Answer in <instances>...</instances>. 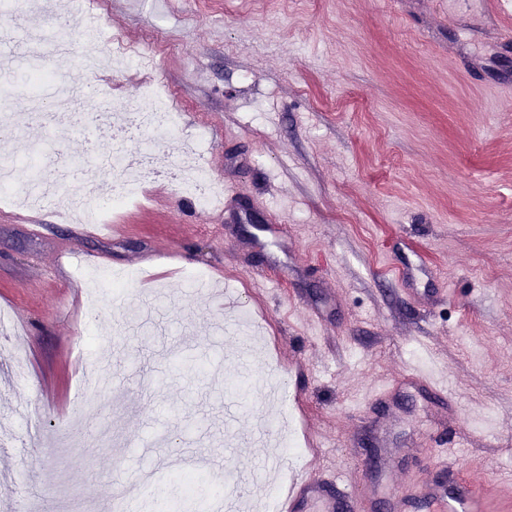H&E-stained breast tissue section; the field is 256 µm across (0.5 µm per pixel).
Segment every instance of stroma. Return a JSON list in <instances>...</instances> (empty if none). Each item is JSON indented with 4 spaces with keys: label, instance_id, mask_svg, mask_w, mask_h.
Segmentation results:
<instances>
[{
    "label": "stroma",
    "instance_id": "1",
    "mask_svg": "<svg viewBox=\"0 0 512 512\" xmlns=\"http://www.w3.org/2000/svg\"><path fill=\"white\" fill-rule=\"evenodd\" d=\"M494 18L444 0H92L97 34L58 62L64 88L135 103L170 90L181 155L202 138L226 209L175 177L112 212L118 233L64 224L67 199L0 203V512H64L60 488L111 512L154 471L163 500L187 455L200 490L332 468L370 489L361 512L428 482L439 449L479 512H512V0ZM50 0L18 11L0 53L22 73L29 38L71 22ZM150 55L90 69L114 45ZM0 101V162L43 145L44 181L111 152L91 112L59 133L49 107ZM73 259L61 258V250ZM162 253L159 266L145 258ZM149 271L116 291L113 272ZM261 328L246 343L216 293ZM28 358L12 375L11 354ZM103 388L80 427V362ZM433 370L444 401L413 384ZM311 433L299 463L276 441Z\"/></svg>",
    "mask_w": 512,
    "mask_h": 512
}]
</instances>
